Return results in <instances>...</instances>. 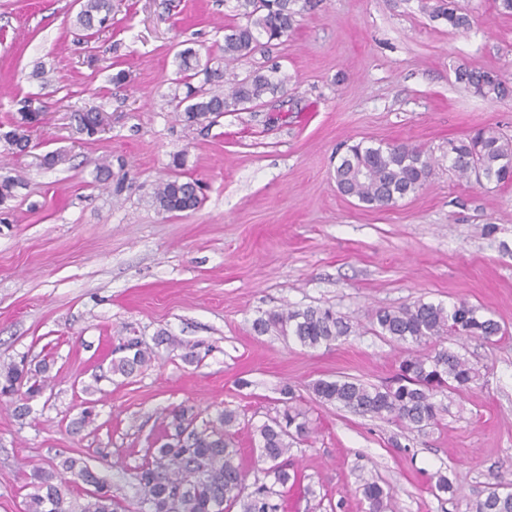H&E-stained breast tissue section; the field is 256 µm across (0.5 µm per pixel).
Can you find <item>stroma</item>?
<instances>
[{
	"label": "stroma",
	"mask_w": 512,
	"mask_h": 512,
	"mask_svg": "<svg viewBox=\"0 0 512 512\" xmlns=\"http://www.w3.org/2000/svg\"><path fill=\"white\" fill-rule=\"evenodd\" d=\"M132 2L89 36L78 0H0V125L24 98L46 107L29 153L0 142V163L22 181L0 203V365L50 366L25 417L0 403V512H24L32 465L67 457L137 512V469L161 444L163 409L179 404L203 420L235 411L255 478L253 431L283 410L287 385L312 435L288 454L296 482L281 488V512H365L363 475L394 489L396 512H469L492 475L512 479V185L466 183L443 160L420 191L375 209L341 195L333 170L359 141L442 156L478 127L512 138V97H478L454 75L465 63L512 82V14L455 0L472 19L461 32L431 17L433 0H309L287 40L234 66L241 77L279 68L286 92L202 129L172 103L178 54L223 65L235 0ZM39 62L50 83L33 77ZM89 109L107 120L93 139L73 120ZM176 155L202 187L193 213L151 202ZM104 161L123 162L122 192L97 182ZM420 298L466 301L505 331L443 340L479 377L437 425L412 431L314 400L319 379L390 381L402 349L375 334L372 315ZM309 306L344 316L352 335L309 349L252 329L265 312ZM160 331L171 344L155 346ZM126 337L155 357L115 375ZM89 405L96 418L80 425ZM440 473L456 495L436 492Z\"/></svg>",
	"instance_id": "obj_1"
}]
</instances>
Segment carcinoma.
Instances as JSON below:
<instances>
[{
	"label": "carcinoma",
	"instance_id": "carcinoma-1",
	"mask_svg": "<svg viewBox=\"0 0 512 512\" xmlns=\"http://www.w3.org/2000/svg\"><path fill=\"white\" fill-rule=\"evenodd\" d=\"M236 11L245 22L224 26V68L192 64V51L181 55L177 83L187 88L178 105L184 106L181 117L190 126L210 127L220 115L235 112L246 105L258 106L264 97L284 90L288 76L276 67L256 70L245 78L230 71V66L266 42L279 41L295 30L301 9L298 0H236ZM117 8L113 0H82L76 22L83 29L103 24ZM432 17L443 19L451 28L465 32L471 18L451 5L436 0ZM200 69L203 84L194 87L189 71ZM455 79L473 93L486 99H503L512 95V86L491 71L460 65ZM43 112L23 101L18 118L9 130L0 132V141L10 149L24 151L28 144L25 128L40 122ZM78 128L95 136L100 113L74 114ZM448 160L458 177L481 185L485 182L512 184V140L492 127H483L461 140L448 141ZM438 159L421 146L405 143L368 145L363 141L351 145L335 168L338 191L369 208L394 205L398 200L418 192L428 181ZM183 166L179 156L172 158L174 173L161 179L154 190L153 203L166 214L189 213L203 204L200 183L178 173ZM21 181L3 167L0 169V202L15 197ZM378 335L405 350L398 360V372L386 385H374L355 378L319 379L312 385L316 400L334 404L362 416L399 421L409 429L424 431L437 424L443 411L435 401L439 395L453 397L478 376V370L457 352L437 348L446 336L459 339H482L486 342L502 334L500 324L479 308L460 301L451 307L418 299L396 309L382 308L373 318ZM259 335L274 332L291 337L305 348H318L353 333L351 324L329 308H284L264 313L253 322ZM434 345L428 354H417L412 347ZM118 351L123 356L111 361V372L122 376L149 363L154 350L132 339ZM43 385L32 381L31 370L23 364L0 366V399L9 398L21 416L29 412L25 400L41 393ZM166 442L145 460L137 474L138 503L143 512H227L240 505L241 512H280L273 501L274 491L261 484L246 492V474L239 461L231 429L238 417L233 410H220L216 416L197 426L193 407L178 405L164 410ZM259 437L258 461L269 464L265 476L274 483L288 484L291 475L279 460L310 433L305 412L293 404L285 406L275 418L255 429ZM33 492L27 494L26 512H118L106 480L80 460L67 457L52 469L34 467L30 475ZM361 493L368 512H395L394 496L372 476L361 478ZM91 487L82 504L71 500L73 487ZM471 512H512V481L503 475L476 498Z\"/></svg>",
	"mask_w": 512,
	"mask_h": 512
}]
</instances>
